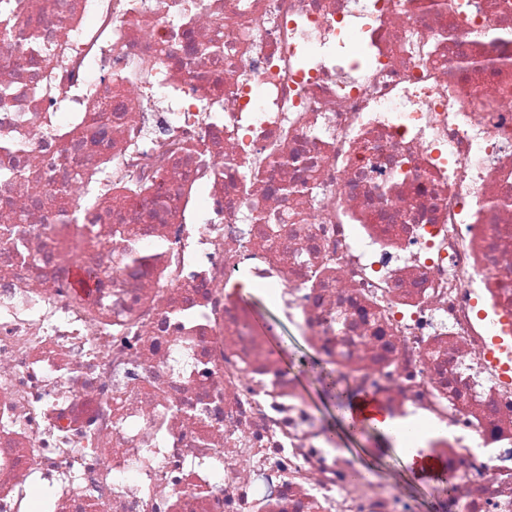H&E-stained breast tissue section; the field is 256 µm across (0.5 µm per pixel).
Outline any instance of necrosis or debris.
<instances>
[{
    "mask_svg": "<svg viewBox=\"0 0 512 512\" xmlns=\"http://www.w3.org/2000/svg\"><path fill=\"white\" fill-rule=\"evenodd\" d=\"M0 88V512H418L247 283L512 512V0H0ZM270 346L275 348L280 347L281 344H288L295 355L308 356L309 348L300 336H297L288 325L278 326V334L269 336ZM294 378L308 401L317 409L319 415L326 420L329 413L332 414V408L322 396L315 377L300 370Z\"/></svg>",
    "mask_w": 512,
    "mask_h": 512,
    "instance_id": "obj_1",
    "label": "necrosis or debris"
}]
</instances>
